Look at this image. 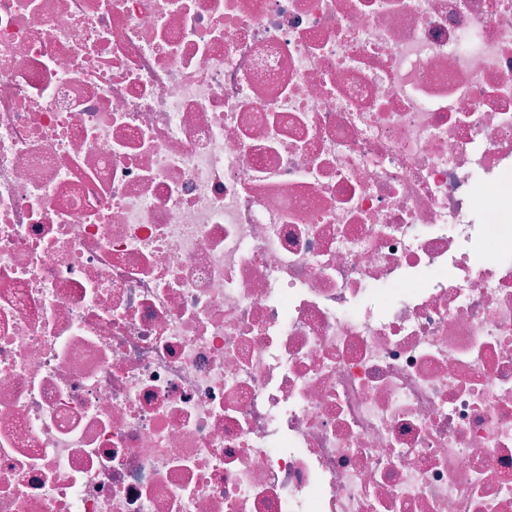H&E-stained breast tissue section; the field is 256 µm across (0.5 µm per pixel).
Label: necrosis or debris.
<instances>
[{"label":"necrosis or debris","mask_w":512,"mask_h":512,"mask_svg":"<svg viewBox=\"0 0 512 512\" xmlns=\"http://www.w3.org/2000/svg\"><path fill=\"white\" fill-rule=\"evenodd\" d=\"M0 512H512V0H0Z\"/></svg>","instance_id":"1"}]
</instances>
